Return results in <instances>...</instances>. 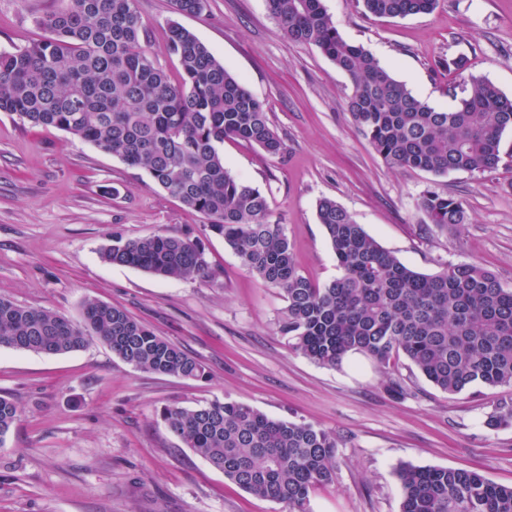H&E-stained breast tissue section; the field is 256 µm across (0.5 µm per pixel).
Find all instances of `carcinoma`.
Instances as JSON below:
<instances>
[{
  "label": "carcinoma",
  "mask_w": 512,
  "mask_h": 512,
  "mask_svg": "<svg viewBox=\"0 0 512 512\" xmlns=\"http://www.w3.org/2000/svg\"><path fill=\"white\" fill-rule=\"evenodd\" d=\"M379 18L428 13L438 0H361ZM181 15H199L206 0H172ZM289 40L318 47L352 86L353 123L390 169L434 175L491 172L512 129V99L470 75L466 95L437 109L396 80L367 49L343 38L322 0H267ZM41 39L0 52V112L54 127L125 164L185 206L206 216L242 265L285 302L281 331L294 350L336 367L350 353L385 370L406 356L445 393L474 385L512 387V290L475 262L417 272L384 249L335 200L322 198L317 219L339 275L323 284L296 268L284 225L270 220L267 199L224 165L219 145L235 139L271 155L282 142L265 104L190 30L170 27L168 51L180 67L173 83L148 46L137 0H68L36 19ZM419 207L442 231L469 223L463 204L432 189ZM104 261L160 277L192 280L207 263L199 241L166 229L112 235ZM98 340L135 370L184 380L207 377L205 366L126 310L89 298L83 322L0 297V348L60 355ZM0 397V438L18 420ZM160 418L194 451L245 492L310 512V495L336 474V436L302 421L275 419L237 401L167 405ZM512 427V397L487 417ZM401 512H512V486L476 470L401 464Z\"/></svg>",
  "instance_id": "1"
}]
</instances>
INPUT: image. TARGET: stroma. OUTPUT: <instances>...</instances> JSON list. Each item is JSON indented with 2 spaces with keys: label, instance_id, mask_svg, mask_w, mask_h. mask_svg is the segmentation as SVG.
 Segmentation results:
<instances>
[{
  "label": "stroma",
  "instance_id": "obj_1",
  "mask_svg": "<svg viewBox=\"0 0 512 512\" xmlns=\"http://www.w3.org/2000/svg\"><path fill=\"white\" fill-rule=\"evenodd\" d=\"M65 0H0V51L42 37L36 16ZM341 35L371 51L431 106L453 108L469 75L512 98V0H439L433 13L367 16L357 0H323ZM150 48L177 74L167 32L191 30L263 101L283 143L279 155L227 140L226 165L266 196L284 224L300 273L323 284L336 258L319 224L320 198L335 199L410 268L477 262L512 289V164L492 172L436 176L388 168L348 112L351 84L315 46L284 37L266 0H207L198 16L171 0H137ZM471 67L445 65L458 55ZM463 202L459 231L426 230L417 201L426 189ZM204 215L156 186L140 169L53 128L0 112V296L75 323L95 298L125 309L205 366L187 381L132 369L104 344L61 355L0 349V395L20 418L0 439V512H285L246 493L165 429L159 413L219 399L333 433L337 468L310 498L311 512H400V464L476 470L512 486V428L485 420L508 388L482 385L451 395L406 358L387 374L355 354L318 365L293 350L280 328L284 306ZM166 229L200 239L208 268L192 280L162 279L106 263L113 233Z\"/></svg>",
  "mask_w": 512,
  "mask_h": 512
}]
</instances>
